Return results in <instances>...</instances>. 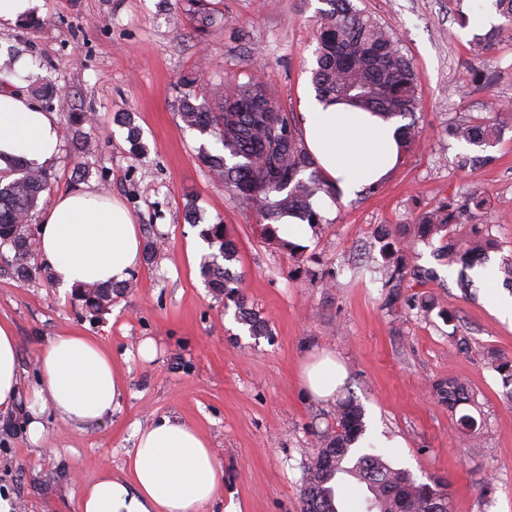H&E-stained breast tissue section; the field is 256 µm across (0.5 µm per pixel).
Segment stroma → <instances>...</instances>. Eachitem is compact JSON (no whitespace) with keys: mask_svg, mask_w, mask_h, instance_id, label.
Returning a JSON list of instances; mask_svg holds the SVG:
<instances>
[{"mask_svg":"<svg viewBox=\"0 0 512 512\" xmlns=\"http://www.w3.org/2000/svg\"><path fill=\"white\" fill-rule=\"evenodd\" d=\"M222 28L208 38L175 25L180 0H42L37 24L0 32V51L26 56L33 81L51 80L66 93L53 103L62 132L51 167L52 194L86 184L118 198L143 240L164 248L131 270L132 288L92 316L72 293L39 273L26 282L0 276V321L17 338L23 383L38 381L36 354L48 339L76 332L102 341L119 361L123 398L104 421L75 425L45 415L42 443L30 442L27 416L0 418V494L21 512H79L84 487L103 468L120 474L136 430L164 416L197 427L224 472L222 495L203 512H300L307 466L319 432L334 427L337 399H353L368 425L404 447L385 449L394 465L447 482L453 512H512V399L491 353L512 356V324L492 301L512 297L505 262L512 260V35L488 50L473 47L474 26H461L476 0H354L392 31L422 90L415 114L421 130L376 192L337 203L296 248L267 239L253 210L233 197L199 162L215 138L189 130L178 101L182 79L201 76L199 98L217 100L224 81H260L284 110L301 115L312 88L315 15L320 0H217ZM95 113L86 138L67 123L69 103ZM118 112L132 113L141 131L134 152ZM492 122L500 134L480 148L449 137L454 123ZM479 157L458 168L460 155ZM485 198L481 212H463L457 227L483 224L494 246L486 253L493 285L475 271L439 261L441 237L414 242L412 265L429 279L406 277L395 304L379 271L376 229L414 224L443 202ZM194 199L195 223L184 205ZM222 223L235 240L247 306L267 332L251 335L234 302L213 294L200 275L208 245L199 231ZM152 339L143 360L138 345ZM347 370L337 398L318 399L300 369L320 351ZM456 377L474 404L450 413L434 386ZM470 414L481 442L471 455L457 414Z\"/></svg>","mask_w":512,"mask_h":512,"instance_id":"35a3bbf8","label":"stroma"}]
</instances>
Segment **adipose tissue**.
<instances>
[{
  "label": "adipose tissue",
  "instance_id": "obj_1",
  "mask_svg": "<svg viewBox=\"0 0 512 512\" xmlns=\"http://www.w3.org/2000/svg\"><path fill=\"white\" fill-rule=\"evenodd\" d=\"M31 73L26 57L0 56V173L15 163L43 169L56 162L62 143L54 112L18 92ZM398 119L349 103L311 101L303 115L304 142L331 193H319L314 207L329 213L334 195L349 199L383 180L399 161ZM37 249L55 283L64 289L86 283L124 281L142 257V238L120 200L80 184L54 196L41 216ZM39 383L22 397L18 345L0 322V414L26 400L28 436L39 443L42 416L88 424L111 415L121 397L120 374L111 352L77 333L56 336L38 351ZM346 369L322 353L303 370L305 388L332 397ZM126 477L105 471L83 491L80 512H202L223 489L219 463L209 440L177 417L138 428L127 452Z\"/></svg>",
  "mask_w": 512,
  "mask_h": 512
}]
</instances>
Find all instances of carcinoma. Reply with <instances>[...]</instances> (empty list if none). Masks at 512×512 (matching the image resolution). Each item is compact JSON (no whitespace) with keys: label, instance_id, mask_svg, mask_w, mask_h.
I'll list each match as a JSON object with an SVG mask.
<instances>
[{"label":"carcinoma","instance_id":"obj_1","mask_svg":"<svg viewBox=\"0 0 512 512\" xmlns=\"http://www.w3.org/2000/svg\"><path fill=\"white\" fill-rule=\"evenodd\" d=\"M327 8L316 15L315 64L311 82L316 96L325 102L345 101L387 117L414 116L421 102V90L412 65L401 51L398 40L378 21L358 10L352 0H322ZM185 15L200 37L209 36L215 27L216 9L208 0H187ZM496 10L506 23L474 39L486 48L495 36L512 32V0H495ZM179 114L191 130L209 134L222 145L223 151L199 154L200 162L211 176L248 204L260 217L264 235L273 238L274 224L295 215L315 228L323 217L312 207L320 192L335 194L321 176L298 133L294 116L259 82L229 81L224 85L217 108L192 92L184 93ZM68 121L76 137L84 127L93 126L94 114L72 112ZM116 121L127 127L131 146L138 147L140 129L128 113ZM401 151L406 152L418 139L420 131L411 121L400 128ZM448 134L476 146L496 141V129L488 123L451 128ZM11 174L0 175V248L8 247L13 258L0 266V274L18 281L32 277L30 260L36 253L35 231L30 224L41 195L49 188L46 170L16 166ZM459 211L447 202L421 213L416 221L418 238L428 242L444 234L448 243L437 256L448 262L472 266L487 252L484 228L469 225L468 244L453 239ZM203 236L218 244V252L203 261L201 273L215 293L236 300L239 320L253 335L266 331V321L246 307L240 290L241 280L228 264L236 260L237 247L224 225L212 224ZM385 263L380 268L385 282L396 288L407 275L405 237L398 228L383 225L377 231ZM127 282L109 286L91 284L77 289L82 308L98 314L112 305V295L123 294ZM493 366L505 385L512 384V360L504 355L491 357ZM436 395L448 403V410L472 402L466 386L450 376L435 386ZM364 412L352 399L336 405V428L324 431L319 449L308 466L300 494L301 512H343V499L363 486L369 493L366 512H451L447 484L428 477L422 482L407 469L392 466L374 448H358L365 433Z\"/></svg>","mask_w":512,"mask_h":512}]
</instances>
